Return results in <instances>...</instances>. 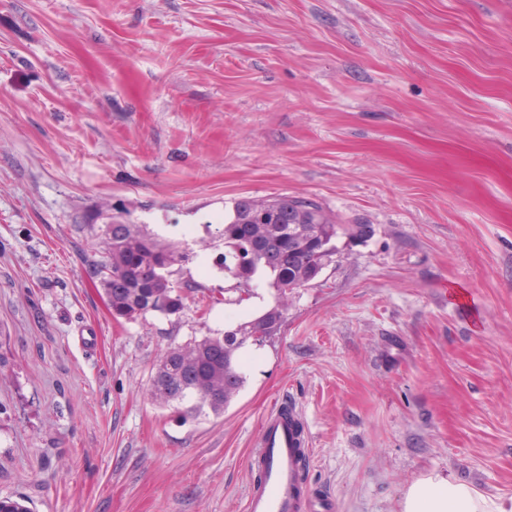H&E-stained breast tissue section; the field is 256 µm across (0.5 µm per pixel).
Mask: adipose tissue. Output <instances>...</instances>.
Wrapping results in <instances>:
<instances>
[{
  "label": "adipose tissue",
  "mask_w": 512,
  "mask_h": 512,
  "mask_svg": "<svg viewBox=\"0 0 512 512\" xmlns=\"http://www.w3.org/2000/svg\"><path fill=\"white\" fill-rule=\"evenodd\" d=\"M404 512H512V499L483 495L452 477L428 478L411 487Z\"/></svg>",
  "instance_id": "adipose-tissue-1"
}]
</instances>
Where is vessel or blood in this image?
<instances>
[{
	"label": "vessel or blood",
	"instance_id": "1",
	"mask_svg": "<svg viewBox=\"0 0 512 512\" xmlns=\"http://www.w3.org/2000/svg\"><path fill=\"white\" fill-rule=\"evenodd\" d=\"M299 421L296 407L284 404L263 418L258 447L248 459L245 512H333L330 496L314 498L307 491Z\"/></svg>",
	"mask_w": 512,
	"mask_h": 512
}]
</instances>
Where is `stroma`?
I'll return each instance as SVG.
<instances>
[{"label":"stroma","mask_w":512,"mask_h":512,"mask_svg":"<svg viewBox=\"0 0 512 512\" xmlns=\"http://www.w3.org/2000/svg\"><path fill=\"white\" fill-rule=\"evenodd\" d=\"M277 194L372 233L182 421L156 364L275 305L218 258L235 202ZM97 214L181 252L179 315L113 319ZM281 403L336 512L429 475L512 497V0H0V497L243 512Z\"/></svg>","instance_id":"obj_1"}]
</instances>
